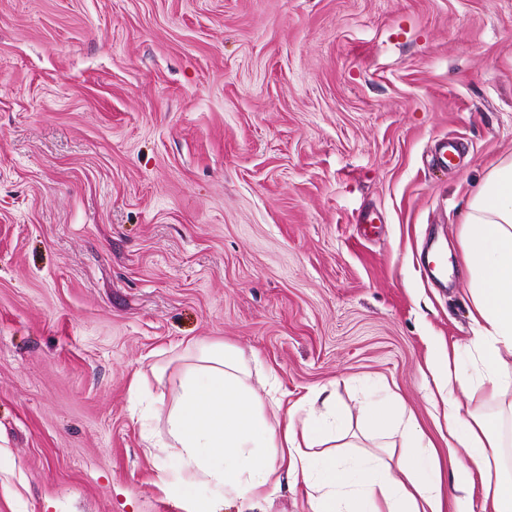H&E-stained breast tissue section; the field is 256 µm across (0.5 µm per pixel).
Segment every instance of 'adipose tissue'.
Returning <instances> with one entry per match:
<instances>
[{
    "label": "adipose tissue",
    "mask_w": 512,
    "mask_h": 512,
    "mask_svg": "<svg viewBox=\"0 0 512 512\" xmlns=\"http://www.w3.org/2000/svg\"><path fill=\"white\" fill-rule=\"evenodd\" d=\"M468 271L476 332L470 350L481 363L473 375L454 367L456 351L428 361L448 418L449 448L468 460L444 462L434 441L396 393L362 410L371 448L340 456L330 443L347 438L327 389L295 404L280 394L277 373L258 356L225 343L190 342L172 399L157 397L146 419H165L164 437L147 432L150 447L179 462L167 485L192 512H267L285 478L302 481L311 512H474L480 486L485 512H512V475L500 468L506 445L503 415L470 408L475 391L496 398L507 379L503 353L512 354V157L491 165L473 194L459 239ZM259 377L256 391L251 377ZM454 497H447L445 481ZM211 496L201 497V488Z\"/></svg>",
    "instance_id": "obj_1"
}]
</instances>
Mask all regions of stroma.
Wrapping results in <instances>:
<instances>
[{"mask_svg": "<svg viewBox=\"0 0 512 512\" xmlns=\"http://www.w3.org/2000/svg\"><path fill=\"white\" fill-rule=\"evenodd\" d=\"M511 155L512 0H0V512H185L131 384L189 339L439 439L426 359L470 364L461 224Z\"/></svg>", "mask_w": 512, "mask_h": 512, "instance_id": "obj_1", "label": "stroma"}]
</instances>
